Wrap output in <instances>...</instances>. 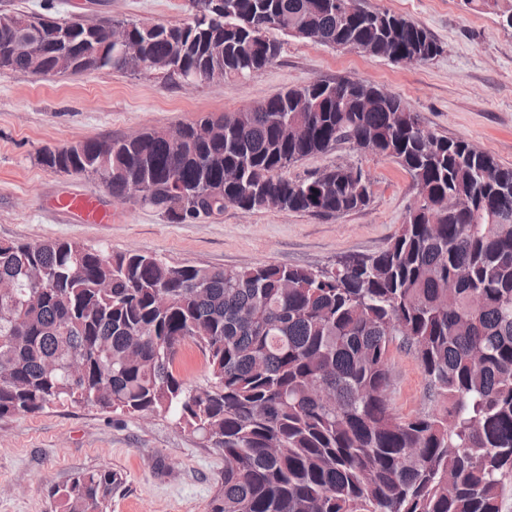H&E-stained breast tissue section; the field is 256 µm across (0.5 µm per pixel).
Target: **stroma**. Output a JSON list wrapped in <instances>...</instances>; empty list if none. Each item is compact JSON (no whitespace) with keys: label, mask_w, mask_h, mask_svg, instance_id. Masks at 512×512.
<instances>
[{"label":"stroma","mask_w":512,"mask_h":512,"mask_svg":"<svg viewBox=\"0 0 512 512\" xmlns=\"http://www.w3.org/2000/svg\"><path fill=\"white\" fill-rule=\"evenodd\" d=\"M427 28L443 52L404 66L270 31L275 65L249 80L165 84L142 73L20 76L0 71V241H75L115 253L137 251L175 264L247 267L259 263L330 268L340 257L386 248L416 200L410 175L394 160L342 146L290 166L303 178L327 166L363 167L373 197L338 217L227 208L219 216L173 224L159 210L114 201L99 181L54 174L40 150L95 137L168 128L205 114L235 112L313 80L353 77L401 97L436 132L468 140L512 167V27L461 0H365ZM81 16L181 24L190 0H0V13ZM96 198L112 215L79 224L58 211L62 196ZM392 406L406 415L428 407L426 381L411 355L392 354ZM109 468L122 479L110 512H207L224 478L210 443L164 414L56 406L0 419V512H60L49 489L75 474Z\"/></svg>","instance_id":"1"}]
</instances>
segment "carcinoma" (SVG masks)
<instances>
[{
    "mask_svg": "<svg viewBox=\"0 0 512 512\" xmlns=\"http://www.w3.org/2000/svg\"><path fill=\"white\" fill-rule=\"evenodd\" d=\"M29 14L0 27V70L29 75L17 44ZM273 20L275 26L266 25ZM144 59L179 51L166 80L252 79L273 66L275 29L327 47L427 64L443 52L423 26L365 0H222L182 25L155 23ZM74 73L129 68L117 47L85 61L89 33L54 19L38 31L45 70L60 32ZM308 82L252 112L207 115L135 137L45 148L55 174L94 177L112 199L142 193L175 224L234 207L339 216L369 204L362 168L300 179L298 161L339 144L389 157L422 200L385 250L328 269L172 265L51 240L0 242V418L51 406L170 414L224 456L208 512H502L512 489V168L427 127L398 96L359 79ZM210 384L184 382L185 342ZM419 364L431 406L394 412L391 353ZM84 367L74 381L71 365ZM110 469L51 490L64 512H108Z\"/></svg>",
    "mask_w": 512,
    "mask_h": 512,
    "instance_id": "carcinoma-1",
    "label": "carcinoma"
}]
</instances>
